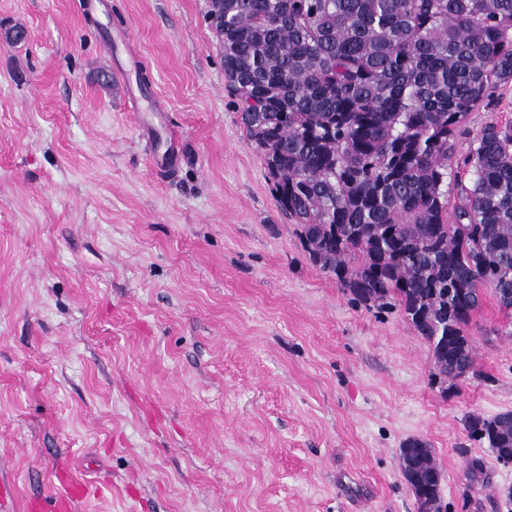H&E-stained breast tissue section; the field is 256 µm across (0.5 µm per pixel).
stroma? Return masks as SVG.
Listing matches in <instances>:
<instances>
[{"instance_id":"1","label":"stroma","mask_w":512,"mask_h":512,"mask_svg":"<svg viewBox=\"0 0 512 512\" xmlns=\"http://www.w3.org/2000/svg\"><path fill=\"white\" fill-rule=\"evenodd\" d=\"M207 10L0 0V512L67 470L93 491L79 512H418L412 438L434 450L443 512H512V464L464 426L512 411V309L485 293L475 372L452 383L398 308L353 303L313 264ZM127 27L141 67L104 82L99 35ZM142 84L184 134L174 173L136 126L124 88ZM490 121L512 125V86L460 150Z\"/></svg>"}]
</instances>
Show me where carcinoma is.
<instances>
[{"label":"carcinoma","instance_id":"carcinoma-1","mask_svg":"<svg viewBox=\"0 0 512 512\" xmlns=\"http://www.w3.org/2000/svg\"><path fill=\"white\" fill-rule=\"evenodd\" d=\"M207 18L309 259L354 302L399 307L441 374L469 373L484 291L512 307V126L486 123L463 155L456 136L512 84V0H210ZM465 425L512 448L496 415Z\"/></svg>","mask_w":512,"mask_h":512}]
</instances>
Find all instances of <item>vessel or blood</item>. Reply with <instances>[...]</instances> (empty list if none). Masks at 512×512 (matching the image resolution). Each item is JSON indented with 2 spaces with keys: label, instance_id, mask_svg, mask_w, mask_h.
Masks as SVG:
<instances>
[{
  "label": "vessel or blood",
  "instance_id": "1",
  "mask_svg": "<svg viewBox=\"0 0 512 512\" xmlns=\"http://www.w3.org/2000/svg\"><path fill=\"white\" fill-rule=\"evenodd\" d=\"M131 38L130 29L120 30L117 36H103L105 50L112 57V69L115 77L121 78L136 66L134 58L124 56L123 51ZM132 105L142 106L139 116V129L143 136L152 144L151 163L159 170L174 171L183 156V140L179 130L168 121L169 109L166 103L156 94L146 96L131 95ZM87 497L85 482L62 476L60 489L46 499L33 497L27 500V512H77Z\"/></svg>",
  "mask_w": 512,
  "mask_h": 512
}]
</instances>
